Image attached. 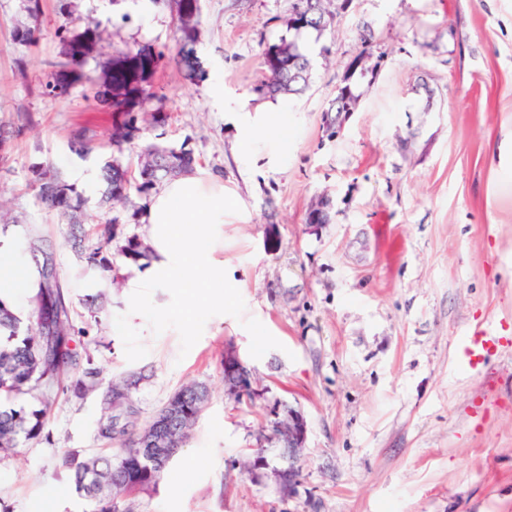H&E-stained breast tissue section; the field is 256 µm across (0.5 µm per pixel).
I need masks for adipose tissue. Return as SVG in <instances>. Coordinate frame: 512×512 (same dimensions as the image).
Wrapping results in <instances>:
<instances>
[{
	"mask_svg": "<svg viewBox=\"0 0 512 512\" xmlns=\"http://www.w3.org/2000/svg\"><path fill=\"white\" fill-rule=\"evenodd\" d=\"M239 143L253 152L268 143L272 150L267 161L287 159L290 143L283 105L271 100L257 108L251 123L240 129ZM235 211L223 178L207 170L167 181L148 208L150 256L129 287H223L224 263L216 254L224 247L225 217ZM36 279L26 259L0 253V298L9 300L33 289Z\"/></svg>",
	"mask_w": 512,
	"mask_h": 512,
	"instance_id": "obj_1",
	"label": "adipose tissue"
}]
</instances>
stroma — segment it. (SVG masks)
Instances as JSON below:
<instances>
[{"instance_id": "1", "label": "stroma", "mask_w": 512, "mask_h": 512, "mask_svg": "<svg viewBox=\"0 0 512 512\" xmlns=\"http://www.w3.org/2000/svg\"><path fill=\"white\" fill-rule=\"evenodd\" d=\"M296 0H199L197 74L161 65L147 84L169 119L147 141L186 147L220 176L237 212L224 226L222 301L205 288L129 289L87 343L100 382L137 376L139 424L178 388L205 383L210 401L155 488L124 501L127 512H512V350L483 373L464 368L458 340L491 320L512 332V0H352L312 37L308 88L280 101L293 150L288 167L251 162L229 110L257 106L261 51L288 36ZM0 0V212L36 225L55 245L73 294L104 289L65 244L67 227L30 186L31 168L59 171L87 200L85 221L118 218L147 240L145 205L99 204L100 167L113 157L136 168L139 147L109 141L113 115L44 85L59 59L56 31L100 35L82 64L96 79L118 53L152 45L176 51L174 0ZM35 25L37 39L17 41ZM370 27L383 58L361 80L355 111L328 107ZM99 135L96 169L70 152L72 129ZM326 204L328 221L308 214ZM254 370L257 395L236 402L224 388L226 347ZM99 392L66 393L45 430L0 456L7 512H84L65 478V451L96 452ZM308 423L299 478L284 494L268 438L275 404ZM264 454L269 469L245 461Z\"/></svg>"}]
</instances>
